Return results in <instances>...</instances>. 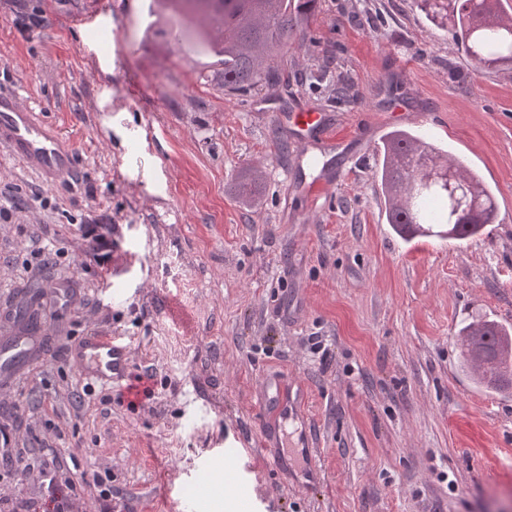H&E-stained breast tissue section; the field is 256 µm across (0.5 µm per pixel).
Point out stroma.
Instances as JSON below:
<instances>
[{"instance_id":"35a3bbf8","label":"stroma","mask_w":512,"mask_h":512,"mask_svg":"<svg viewBox=\"0 0 512 512\" xmlns=\"http://www.w3.org/2000/svg\"><path fill=\"white\" fill-rule=\"evenodd\" d=\"M0 0V91L15 92L75 147L47 186L0 149V311L31 303L40 358L0 388L8 452L0 499L43 500L59 461L66 512H512V393L477 387L457 334L512 325V70L474 71L416 0H319L280 59L282 78L228 96L222 67L168 0ZM140 82L151 97L132 92ZM324 113L340 177L318 199L302 146L264 101ZM427 135L484 177L498 204L467 241L390 229L375 178L393 128ZM254 178L255 196H239ZM108 240L100 263L85 237ZM70 301L55 304L52 283ZM126 337L128 381L83 377L69 349ZM274 375L307 396L288 416L278 471L260 420ZM310 433L318 474L293 448ZM235 443L240 481L205 469Z\"/></svg>"}]
</instances>
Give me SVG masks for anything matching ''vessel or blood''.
<instances>
[{
  "label": "vessel or blood",
  "instance_id": "vessel-or-blood-1",
  "mask_svg": "<svg viewBox=\"0 0 512 512\" xmlns=\"http://www.w3.org/2000/svg\"><path fill=\"white\" fill-rule=\"evenodd\" d=\"M267 111L298 141H309L315 134H326L324 115L303 110L285 101L267 103ZM0 147L8 151L27 171L42 183L51 185L72 174L78 155L70 142L41 119L35 108L24 105L12 93H0ZM39 348V336L26 332L0 338V383L12 382L25 357ZM80 372L90 378L111 382L124 378L129 367L130 348L124 337L93 332L82 337L70 349ZM270 412L266 424L287 420L290 403L280 380H266Z\"/></svg>",
  "mask_w": 512,
  "mask_h": 512
}]
</instances>
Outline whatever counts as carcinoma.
Wrapping results in <instances>:
<instances>
[{
	"label": "carcinoma",
	"mask_w": 512,
	"mask_h": 512,
	"mask_svg": "<svg viewBox=\"0 0 512 512\" xmlns=\"http://www.w3.org/2000/svg\"><path fill=\"white\" fill-rule=\"evenodd\" d=\"M186 17L201 15L208 35L200 42L224 65V93L235 95L259 83L280 80L267 63L317 9L318 0H171ZM419 7L460 44L477 70L512 69V17L502 0H419ZM376 177L387 223L405 241L422 236L455 240L484 234L496 223L497 204L482 176L415 133L393 129L376 148ZM512 330L489 320H473L458 333L463 368L481 387L512 389V372L487 378L474 372L467 354L496 355Z\"/></svg>",
	"instance_id": "obj_1"
}]
</instances>
